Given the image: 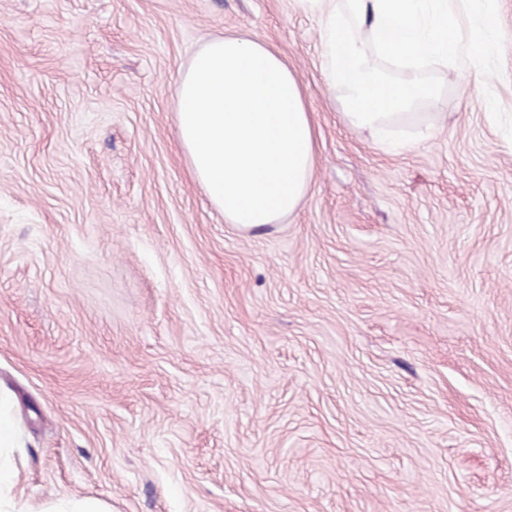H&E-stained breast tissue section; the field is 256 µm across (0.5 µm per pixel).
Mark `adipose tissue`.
Returning a JSON list of instances; mask_svg holds the SVG:
<instances>
[{
  "label": "adipose tissue",
  "mask_w": 512,
  "mask_h": 512,
  "mask_svg": "<svg viewBox=\"0 0 512 512\" xmlns=\"http://www.w3.org/2000/svg\"><path fill=\"white\" fill-rule=\"evenodd\" d=\"M176 102L191 174L226 223L258 228L297 209L316 129L298 78L271 48L235 35L208 41L181 73ZM18 445L12 400L0 392V512H24L3 459Z\"/></svg>",
  "instance_id": "obj_1"
}]
</instances>
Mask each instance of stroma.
<instances>
[{
  "label": "stroma",
  "mask_w": 512,
  "mask_h": 512,
  "mask_svg": "<svg viewBox=\"0 0 512 512\" xmlns=\"http://www.w3.org/2000/svg\"><path fill=\"white\" fill-rule=\"evenodd\" d=\"M498 17L502 76L437 67L430 136L380 145L292 0H0V388L32 512H512ZM224 35L277 52L317 130L265 228L225 223L179 146L177 81ZM38 512H106L96 499L72 496L58 497Z\"/></svg>",
  "instance_id": "stroma-1"
}]
</instances>
